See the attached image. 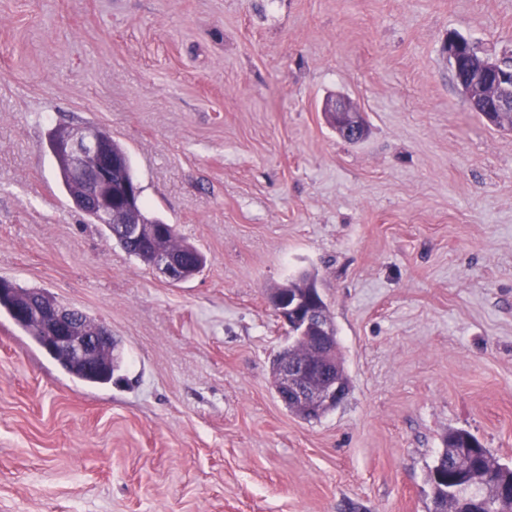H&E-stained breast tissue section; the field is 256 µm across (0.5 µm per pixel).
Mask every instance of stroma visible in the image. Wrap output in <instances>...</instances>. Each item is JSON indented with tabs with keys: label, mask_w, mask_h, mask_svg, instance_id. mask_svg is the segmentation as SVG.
Listing matches in <instances>:
<instances>
[{
	"label": "stroma",
	"mask_w": 512,
	"mask_h": 512,
	"mask_svg": "<svg viewBox=\"0 0 512 512\" xmlns=\"http://www.w3.org/2000/svg\"><path fill=\"white\" fill-rule=\"evenodd\" d=\"M452 34L512 57V0H0V278L107 326L123 378L0 312V512H428L455 429L512 466V131L464 112ZM89 124L195 278L74 206L48 135ZM303 273L351 380L310 422L265 300ZM329 111L334 118L336 128H342L343 134L352 142L364 137L366 129L362 115L353 108L349 101L338 99L335 104L330 106Z\"/></svg>",
	"instance_id": "stroma-1"
}]
</instances>
